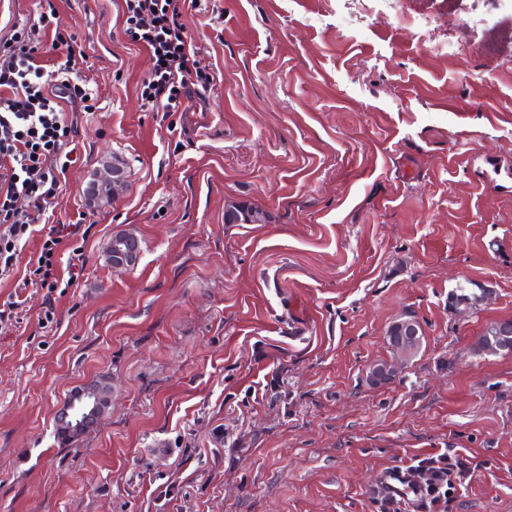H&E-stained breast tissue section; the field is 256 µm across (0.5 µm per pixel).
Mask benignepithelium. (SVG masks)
Segmentation results:
<instances>
[{"label":"benign epithelium","mask_w":512,"mask_h":512,"mask_svg":"<svg viewBox=\"0 0 512 512\" xmlns=\"http://www.w3.org/2000/svg\"><path fill=\"white\" fill-rule=\"evenodd\" d=\"M123 180V170L114 164L105 171L93 185V193H99V189L109 187L115 191ZM139 244L137 238L130 233L117 234L112 238L107 258L112 268L118 271L133 269L139 259ZM399 329V348L402 355L407 357L415 351L418 337L424 335V327L419 320L413 317H405L397 321ZM485 330L491 332L489 342L494 344L500 352H512V331L498 323L489 324ZM396 373V368L391 363H376L369 371V380L374 384L384 385L388 383ZM110 389L92 380L77 387L68 400L58 409L55 423L60 434L69 442L79 441L97 422L107 405Z\"/></svg>","instance_id":"7a95c632"}]
</instances>
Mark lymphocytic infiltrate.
<instances>
[{
	"instance_id": "1",
	"label": "lymphocytic infiltrate",
	"mask_w": 512,
	"mask_h": 512,
	"mask_svg": "<svg viewBox=\"0 0 512 512\" xmlns=\"http://www.w3.org/2000/svg\"><path fill=\"white\" fill-rule=\"evenodd\" d=\"M126 32L153 61L141 83L144 107L179 111L191 88L210 90L205 72L181 20V0H124ZM69 40L55 6L36 21L14 26L0 39V274L9 272L33 234L41 247L26 265L24 284L44 289V321L54 320V294L73 287L83 276L80 250L66 268L57 258L66 239L76 237L75 224H48L47 207L57 196L60 177L74 163L69 145L74 131L72 110L87 108L92 95L72 75L80 65L68 56L47 68V44ZM31 202L17 208L18 198ZM468 472L466 461L449 449L414 456L388 472L371 490L375 512H448Z\"/></svg>"
}]
</instances>
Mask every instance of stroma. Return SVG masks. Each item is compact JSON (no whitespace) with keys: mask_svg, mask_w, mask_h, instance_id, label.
<instances>
[{"mask_svg":"<svg viewBox=\"0 0 512 512\" xmlns=\"http://www.w3.org/2000/svg\"><path fill=\"white\" fill-rule=\"evenodd\" d=\"M80 84L78 158L51 206L81 225L85 275L41 326L0 275V512H374L406 456L475 470L448 512H512V0H186L211 92L149 111L148 54L122 0H56ZM124 182L91 200L103 166ZM249 206L252 224H228ZM133 233L132 270L107 261ZM489 290L453 311L458 285ZM426 336L387 384V331ZM110 401L75 445L55 414L80 384ZM395 324L399 326L396 334L399 336V348L404 357L415 351L418 337L424 335V327L419 320L413 317H405Z\"/></svg>","mask_w":512,"mask_h":512,"instance_id":"stroma-1","label":"stroma"}]
</instances>
